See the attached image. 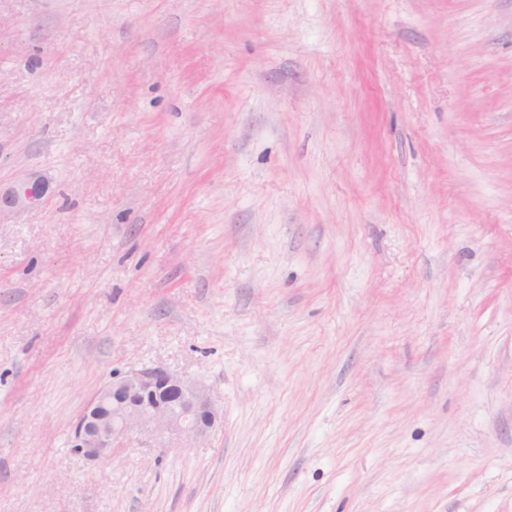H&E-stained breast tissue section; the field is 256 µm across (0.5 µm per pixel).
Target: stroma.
<instances>
[{
  "instance_id": "stroma-1",
  "label": "stroma",
  "mask_w": 512,
  "mask_h": 512,
  "mask_svg": "<svg viewBox=\"0 0 512 512\" xmlns=\"http://www.w3.org/2000/svg\"><path fill=\"white\" fill-rule=\"evenodd\" d=\"M0 512H512V0H0ZM162 366L194 447L70 446ZM46 194L42 181L31 175L17 180L8 190L6 203L14 208H28L40 204ZM114 378L94 394L72 431L71 447L89 460L122 447L135 428L155 434L176 431L191 443L215 422L206 389L185 375L150 367Z\"/></svg>"
}]
</instances>
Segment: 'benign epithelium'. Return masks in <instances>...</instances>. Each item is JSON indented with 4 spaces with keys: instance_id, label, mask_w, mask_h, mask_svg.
Segmentation results:
<instances>
[{
    "instance_id": "benign-epithelium-1",
    "label": "benign epithelium",
    "mask_w": 512,
    "mask_h": 512,
    "mask_svg": "<svg viewBox=\"0 0 512 512\" xmlns=\"http://www.w3.org/2000/svg\"><path fill=\"white\" fill-rule=\"evenodd\" d=\"M45 194L42 181L31 175L9 188L6 203L28 208L40 204ZM215 419L206 389L191 378L162 367L130 370L94 394L74 425L71 447L89 460L103 459L135 428L155 434L176 431L191 443Z\"/></svg>"
}]
</instances>
